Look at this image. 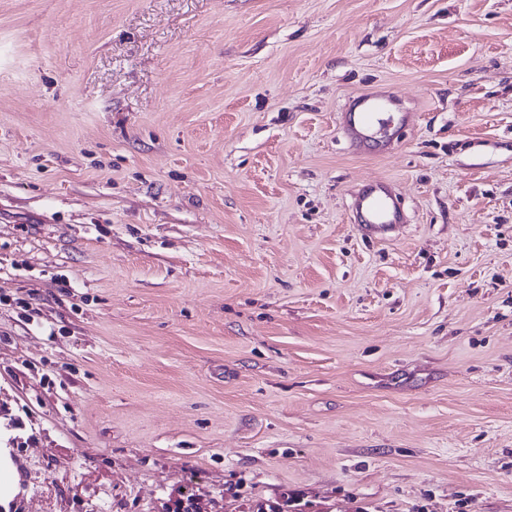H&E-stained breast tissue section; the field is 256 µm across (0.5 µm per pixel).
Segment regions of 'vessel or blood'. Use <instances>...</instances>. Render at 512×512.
<instances>
[{"mask_svg": "<svg viewBox=\"0 0 512 512\" xmlns=\"http://www.w3.org/2000/svg\"><path fill=\"white\" fill-rule=\"evenodd\" d=\"M406 123V113L391 112L386 97L367 92L345 105L341 129L356 152H389L395 148V131ZM393 192L390 184L377 182L365 184L356 193L354 206L362 218L359 229L363 235L382 233L401 223Z\"/></svg>", "mask_w": 512, "mask_h": 512, "instance_id": "obj_1", "label": "vessel or blood"}]
</instances>
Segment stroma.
I'll return each instance as SVG.
<instances>
[{"label": "stroma", "instance_id": "obj_1", "mask_svg": "<svg viewBox=\"0 0 512 512\" xmlns=\"http://www.w3.org/2000/svg\"><path fill=\"white\" fill-rule=\"evenodd\" d=\"M0 446L23 512H512V0H0ZM388 101L382 95L367 92L344 106L341 129L354 151L390 152L395 149L394 131L406 126L408 112H391ZM394 188L383 182L367 183L355 195L354 206L362 217L359 230L364 236L388 231L401 224L402 217L393 200Z\"/></svg>", "mask_w": 512, "mask_h": 512}]
</instances>
